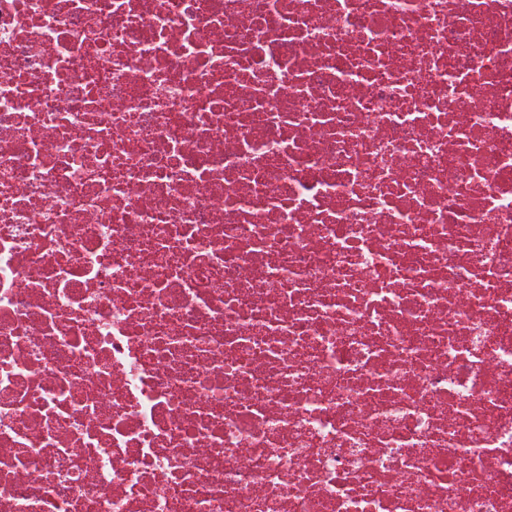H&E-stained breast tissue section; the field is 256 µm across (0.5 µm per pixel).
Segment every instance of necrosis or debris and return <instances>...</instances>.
Instances as JSON below:
<instances>
[{
  "instance_id": "necrosis-or-debris-1",
  "label": "necrosis or debris",
  "mask_w": 512,
  "mask_h": 512,
  "mask_svg": "<svg viewBox=\"0 0 512 512\" xmlns=\"http://www.w3.org/2000/svg\"><path fill=\"white\" fill-rule=\"evenodd\" d=\"M0 512H512V0H0Z\"/></svg>"
}]
</instances>
